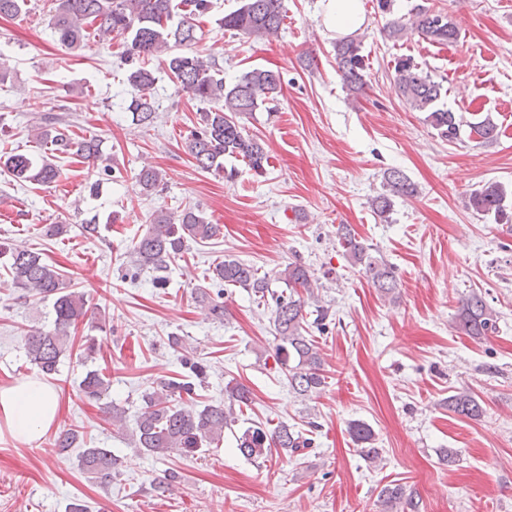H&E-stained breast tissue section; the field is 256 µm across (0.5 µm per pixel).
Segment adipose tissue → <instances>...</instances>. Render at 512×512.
<instances>
[{
	"label": "adipose tissue",
	"mask_w": 512,
	"mask_h": 512,
	"mask_svg": "<svg viewBox=\"0 0 512 512\" xmlns=\"http://www.w3.org/2000/svg\"><path fill=\"white\" fill-rule=\"evenodd\" d=\"M60 396L47 382L35 377L0 386V435L28 443L50 431L56 424Z\"/></svg>",
	"instance_id": "obj_1"
}]
</instances>
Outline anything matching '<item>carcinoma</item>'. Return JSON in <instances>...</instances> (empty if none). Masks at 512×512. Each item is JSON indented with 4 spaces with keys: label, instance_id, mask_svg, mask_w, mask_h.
<instances>
[{
    "label": "carcinoma",
    "instance_id": "obj_1",
    "mask_svg": "<svg viewBox=\"0 0 512 512\" xmlns=\"http://www.w3.org/2000/svg\"><path fill=\"white\" fill-rule=\"evenodd\" d=\"M30 0H0V18H12L28 12ZM49 25L67 46L78 49L90 40L104 44L116 37L123 38V58L130 65L128 81L142 94L132 100L128 110L133 121L149 127L154 122L156 107L151 90L157 80L149 61L156 58L180 86L196 99L210 104L200 112L199 129L191 132L185 141L188 154L204 171L224 169V157L243 161L250 170L265 171L268 156L261 140L244 133L239 118L256 111L259 106L273 101L282 92L283 77L278 71L254 67L243 72L231 85L212 71V64L204 57L190 52L202 36V23L208 17L211 0H56ZM377 9L389 14L388 36L401 38L417 33L438 44L457 41L459 31L448 14L430 8H419L406 17L394 14V0H376ZM286 11L283 0H243L242 5L224 15L221 24L226 31H234L247 38H264L278 34ZM338 72L345 87L361 91L365 84V55L362 42L356 38H342L334 44ZM394 71L402 100L412 110L426 113L425 121L438 134L452 142L461 137L463 127L469 135L489 142L498 134L497 125L489 117L464 124L462 116L449 110L442 102L447 95L442 82L435 80L412 58H396ZM36 142L51 146V151L76 155L91 167L89 174L112 175V158L102 150L101 139L90 134L74 139L68 130L55 125L51 118L34 127ZM4 165L17 182H58L62 171L54 163L35 162L22 153L4 156ZM162 182V174L154 168H143L136 175L140 192L149 195ZM418 186L399 169L383 174L382 192L370 199L372 211L386 217L392 211L394 199L413 198ZM506 191L498 183H488L469 194L465 206L497 220H508ZM220 227L207 221L197 207H187L175 215L161 214L154 219L146 233L133 245L131 256L141 269L159 272L180 255L188 240H210L219 234ZM338 243L349 262L359 267L378 291L394 295L398 282L394 271L384 260L373 254V248L362 243L346 224L338 228ZM0 255L7 257L6 268L15 287L27 296L53 299L54 319L46 329H37L24 336L25 356L30 364L46 376L58 372L65 354L71 329L83 320L89 311L86 296L81 291L65 286L60 269L25 247H2ZM212 280L226 286L246 288L258 302L271 306L274 314L276 359L285 369L288 385L298 395L307 397L322 388L325 377L321 373V358L314 339L305 335L306 300L314 305L312 325L319 331L326 329L334 316L330 306L320 304L314 288L317 279L297 262L288 264L276 276L260 273L257 268L230 256L212 269ZM281 282L285 289L277 291L273 284ZM305 295H300V292ZM200 302L214 319H224L221 295L211 297L201 288ZM497 313L478 293H471L462 302L456 317L460 333L481 339L496 330ZM188 378L162 379L142 395L143 411L132 431L135 453L157 459L174 454L208 452L207 446L223 439L224 429L237 421V409L249 406L251 392L242 384L225 387L224 401L205 404L196 409L179 406L176 400L191 399L196 394L195 378L203 380L205 366L190 357L183 358ZM111 389V381L95 369L86 370L79 382L83 397L98 403ZM448 411L470 419H478L483 407L469 390H458L448 396ZM349 433L361 446L370 461L379 457L372 447L374 433L369 425L353 421ZM236 449L246 458H259L267 448L295 452L310 447V439L285 423L267 432L260 427H248L235 437ZM78 466L83 473L102 485L112 483L119 474L123 461L108 448H84L78 455ZM384 512H418V502L406 494L399 484L385 486L380 493Z\"/></svg>",
    "mask_w": 512,
    "mask_h": 512
}]
</instances>
